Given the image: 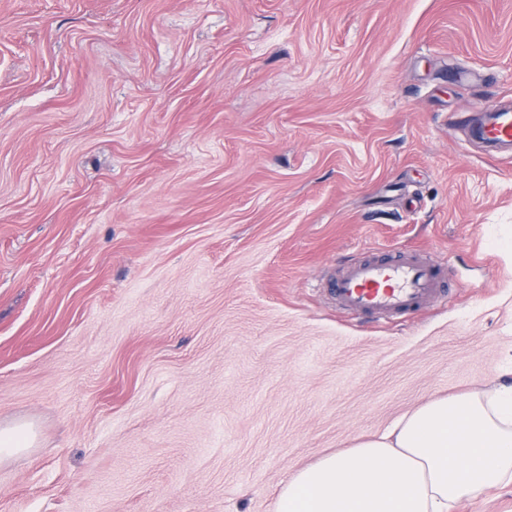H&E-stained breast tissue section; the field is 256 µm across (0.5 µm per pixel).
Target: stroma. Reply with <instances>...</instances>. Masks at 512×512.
Returning <instances> with one entry per match:
<instances>
[{
  "mask_svg": "<svg viewBox=\"0 0 512 512\" xmlns=\"http://www.w3.org/2000/svg\"><path fill=\"white\" fill-rule=\"evenodd\" d=\"M512 0H0V512H275L512 379ZM428 251L366 322L322 280ZM462 127L469 128L471 135L497 150L512 154V106L483 108L464 117ZM331 299L351 314H413L448 294L440 265L422 250L367 255L327 280ZM34 434L29 425L14 427L0 432V459H6L23 448H30Z\"/></svg>",
  "mask_w": 512,
  "mask_h": 512,
  "instance_id": "35a3bbf8",
  "label": "stroma"
}]
</instances>
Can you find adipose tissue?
Masks as SVG:
<instances>
[{
  "label": "adipose tissue",
  "mask_w": 512,
  "mask_h": 512,
  "mask_svg": "<svg viewBox=\"0 0 512 512\" xmlns=\"http://www.w3.org/2000/svg\"><path fill=\"white\" fill-rule=\"evenodd\" d=\"M512 482V383L429 399L380 435L296 472L276 512H448Z\"/></svg>",
  "instance_id": "1"
}]
</instances>
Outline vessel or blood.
Instances as JSON below:
<instances>
[{
    "mask_svg": "<svg viewBox=\"0 0 512 512\" xmlns=\"http://www.w3.org/2000/svg\"><path fill=\"white\" fill-rule=\"evenodd\" d=\"M462 125L487 146L512 153L511 105L470 113ZM327 293L348 313L383 318L418 312L447 295L448 281L425 251H397L347 264L329 276Z\"/></svg>",
    "mask_w": 512,
    "mask_h": 512,
    "instance_id": "obj_1",
    "label": "vessel or blood"
}]
</instances>
